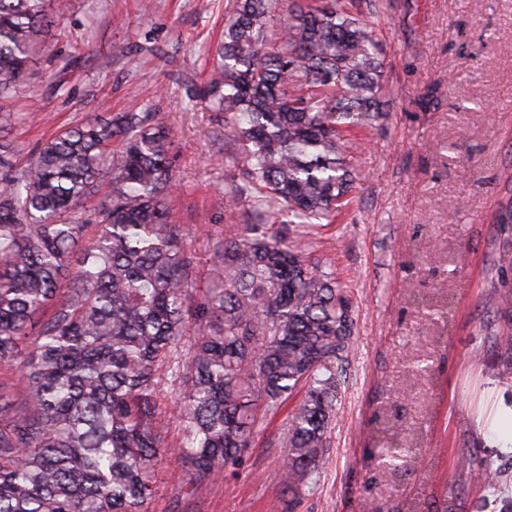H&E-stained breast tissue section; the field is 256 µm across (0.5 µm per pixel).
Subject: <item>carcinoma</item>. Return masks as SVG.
Wrapping results in <instances>:
<instances>
[{"mask_svg": "<svg viewBox=\"0 0 512 512\" xmlns=\"http://www.w3.org/2000/svg\"><path fill=\"white\" fill-rule=\"evenodd\" d=\"M51 0H0V102L41 47ZM235 0L204 91L245 152L229 198L272 224L213 238V279L171 221L174 156L154 112L89 118L20 165L0 152V512H148L238 466L268 415L301 396L271 443L286 449L275 512L315 491L354 344V306L310 235L351 201L352 130L383 115L373 26L344 0L274 18ZM103 220L83 240L87 204ZM512 369V331L494 340ZM180 440L166 439L163 395ZM171 456L177 469H160ZM484 490L503 468L480 462Z\"/></svg>", "mask_w": 512, "mask_h": 512, "instance_id": "cac0c4a2", "label": "carcinoma"}]
</instances>
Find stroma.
<instances>
[{
    "mask_svg": "<svg viewBox=\"0 0 512 512\" xmlns=\"http://www.w3.org/2000/svg\"><path fill=\"white\" fill-rule=\"evenodd\" d=\"M56 0L48 47L21 94L1 106L27 114L0 128L17 162L58 131L107 112H153L171 132L173 220L211 282V241L249 224L228 200L243 155L224 119L197 91L233 0ZM369 5L383 59L384 115L358 133L361 176L345 220L320 229L313 254L331 265L356 305L354 350L317 490L295 512H424L451 499L457 512H506L479 471L457 474L455 455L512 465L492 439L494 412L512 407V376L491 344L505 321L499 292L512 266L497 225L512 201V0H356ZM74 56L71 68L57 60ZM428 371L416 374L414 361ZM284 423L268 420L241 466L167 494L149 512H269L284 483ZM398 448L396 466L382 463Z\"/></svg>",
    "mask_w": 512,
    "mask_h": 512,
    "instance_id": "35a3bbf8",
    "label": "stroma"
}]
</instances>
